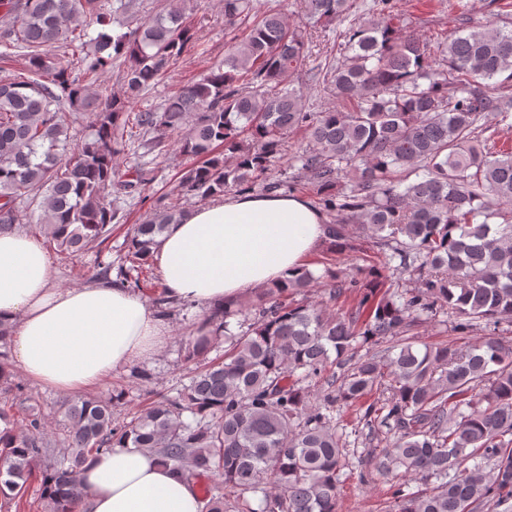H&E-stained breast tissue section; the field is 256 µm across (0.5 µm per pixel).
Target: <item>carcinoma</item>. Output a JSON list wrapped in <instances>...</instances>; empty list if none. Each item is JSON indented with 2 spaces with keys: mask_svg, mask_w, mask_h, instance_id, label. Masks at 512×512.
<instances>
[{
  "mask_svg": "<svg viewBox=\"0 0 512 512\" xmlns=\"http://www.w3.org/2000/svg\"><path fill=\"white\" fill-rule=\"evenodd\" d=\"M221 2L224 29H240L253 0ZM298 5L305 26L266 13L199 80L136 112L142 92L196 49L193 7L142 18L137 0L110 10L101 0H0L11 21L0 42L21 49L19 67L0 78V230L33 224L69 256L103 244L119 215L112 199L141 198L150 182L141 167L116 166L137 141L160 154L174 145L191 165L134 228L117 269L128 288H144L157 238L188 214L189 195L308 186L331 248L363 252L347 231L357 224L388 251L348 272L303 266L248 304L202 315L185 345L198 369L176 396L121 422L112 417L121 391L67 401L60 440L44 434L0 353V460L14 497L34 479L49 512H72L84 461L133 447L186 481L220 476L203 512H338L347 466L346 435L333 424L339 404L389 438L376 468L398 476L393 512L512 507V344L485 336L418 349L407 338L447 313L461 335L512 322V151L480 124L494 113L512 128V28L490 23L435 40L393 0ZM348 19L335 63L308 66L322 43L317 24ZM118 57L121 91L77 144L76 115ZM307 83L336 104L307 111ZM296 129L307 134L289 158L296 173L269 175ZM395 261L416 285L383 292ZM320 281L331 301L362 292L355 311L288 301ZM221 339L224 353L207 359ZM387 341L381 354L358 355Z\"/></svg>",
  "mask_w": 512,
  "mask_h": 512,
  "instance_id": "carcinoma-1",
  "label": "carcinoma"
}]
</instances>
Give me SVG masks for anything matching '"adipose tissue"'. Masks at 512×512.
<instances>
[{
  "label": "adipose tissue",
  "mask_w": 512,
  "mask_h": 512,
  "mask_svg": "<svg viewBox=\"0 0 512 512\" xmlns=\"http://www.w3.org/2000/svg\"><path fill=\"white\" fill-rule=\"evenodd\" d=\"M326 238L322 213L302 197L230 194L170 225L155 260L168 295L208 309L283 278ZM0 322L11 330L20 370L66 395L151 359L170 334L166 319L120 284L56 287L41 243L14 229L0 232ZM80 488L76 512L203 507L193 484L136 448L87 458Z\"/></svg>",
  "instance_id": "obj_1"
}]
</instances>
